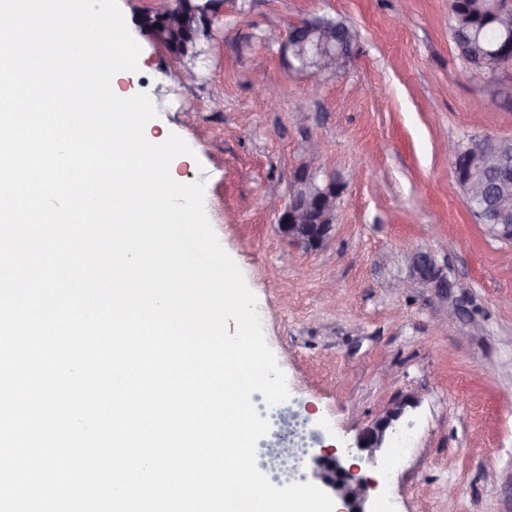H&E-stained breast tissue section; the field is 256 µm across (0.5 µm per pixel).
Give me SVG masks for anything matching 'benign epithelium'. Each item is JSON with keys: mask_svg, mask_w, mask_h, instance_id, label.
<instances>
[{"mask_svg": "<svg viewBox=\"0 0 512 512\" xmlns=\"http://www.w3.org/2000/svg\"><path fill=\"white\" fill-rule=\"evenodd\" d=\"M497 4L502 17V34L512 44V7L506 0H497ZM294 28L300 30V33L287 40L286 47L296 57H313L316 73L345 70L352 64L353 53L336 51V35L333 32H325L314 39L312 27L298 22ZM448 154L454 159L468 156L484 169L505 170L512 164V158L503 155L497 148V139L491 137L473 142L467 147L450 143ZM338 198L336 181L331 180L321 186L307 170L299 169L293 176L289 202L272 201L269 208L279 220L280 231L291 243L306 250H316L323 245L333 228ZM414 267L422 284L438 289L448 287L447 280L436 268L430 255L418 254ZM398 417V411H389L362 433L358 447L372 452L381 447L386 430ZM315 464L314 477L342 501L347 512H364L372 481L360 473V468L355 465L348 468L342 466L335 453L327 451L315 458Z\"/></svg>", "mask_w": 512, "mask_h": 512, "instance_id": "benign-epithelium-1", "label": "benign epithelium"}]
</instances>
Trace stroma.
Returning a JSON list of instances; mask_svg holds the SVG:
<instances>
[{
	"label": "stroma",
	"mask_w": 512,
	"mask_h": 512,
	"mask_svg": "<svg viewBox=\"0 0 512 512\" xmlns=\"http://www.w3.org/2000/svg\"><path fill=\"white\" fill-rule=\"evenodd\" d=\"M162 0H118L141 47L121 90L148 94L150 134L194 152L183 183L205 184L208 220L241 269L265 340L320 448L376 480L378 512H512V243L476 223L445 142L512 139V64L481 74L452 39L448 0H224L192 54L175 58L142 28ZM340 18L358 33L345 71L314 75L284 50L291 24ZM343 187L316 250L290 243L266 201L295 170ZM430 254L450 284L424 287ZM381 448L362 432L393 408ZM280 461L312 481L320 448ZM410 447L383 464L399 433Z\"/></svg>",
	"instance_id": "1"
}]
</instances>
